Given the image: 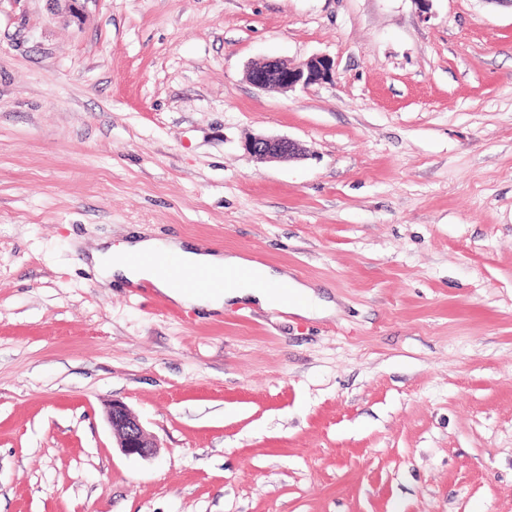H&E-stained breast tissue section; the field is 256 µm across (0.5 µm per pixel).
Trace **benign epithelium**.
<instances>
[{"mask_svg": "<svg viewBox=\"0 0 512 512\" xmlns=\"http://www.w3.org/2000/svg\"><path fill=\"white\" fill-rule=\"evenodd\" d=\"M249 82L267 91H289L308 88L332 80L334 63L326 56L310 57L304 61L271 58L248 68ZM246 150L259 162H279L304 155L302 146L289 138L257 135L246 144ZM107 422L117 447L126 456L150 458L156 454L158 441L149 434L139 418L121 402H114L106 412Z\"/></svg>", "mask_w": 512, "mask_h": 512, "instance_id": "benign-epithelium-1", "label": "benign epithelium"}]
</instances>
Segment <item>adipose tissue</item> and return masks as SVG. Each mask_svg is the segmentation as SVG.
Here are the masks:
<instances>
[{"mask_svg": "<svg viewBox=\"0 0 512 512\" xmlns=\"http://www.w3.org/2000/svg\"><path fill=\"white\" fill-rule=\"evenodd\" d=\"M143 255H169L186 269L245 271L249 277L218 290L193 292L173 278L159 274L155 267L140 263ZM85 267L104 285L150 282L158 292L185 307L220 311L232 303L248 301L264 309H279L305 317H323L336 311L335 302L320 298L311 286L295 279L287 268L276 269L242 253L205 250L181 238L160 239L145 231L137 232L124 245L94 251Z\"/></svg>", "mask_w": 512, "mask_h": 512, "instance_id": "ef3b65f1", "label": "adipose tissue"}]
</instances>
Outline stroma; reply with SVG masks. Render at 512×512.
<instances>
[{"label": "stroma", "instance_id": "35a3bbf8", "mask_svg": "<svg viewBox=\"0 0 512 512\" xmlns=\"http://www.w3.org/2000/svg\"><path fill=\"white\" fill-rule=\"evenodd\" d=\"M77 7L0 0V512H512V10ZM322 55L305 90L245 79ZM136 230L336 312L101 285L84 261ZM115 401L156 457L120 451ZM246 150L259 162H279L304 156L302 146L289 138L257 135L251 138Z\"/></svg>", "mask_w": 512, "mask_h": 512}]
</instances>
